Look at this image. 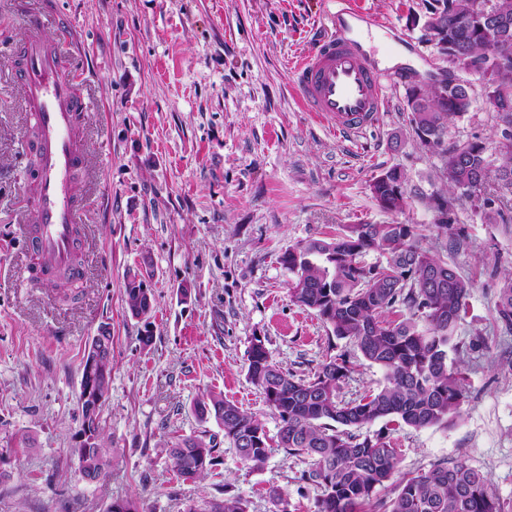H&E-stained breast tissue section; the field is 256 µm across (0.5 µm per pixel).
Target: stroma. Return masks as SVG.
<instances>
[{
  "label": "stroma",
  "instance_id": "1",
  "mask_svg": "<svg viewBox=\"0 0 512 512\" xmlns=\"http://www.w3.org/2000/svg\"><path fill=\"white\" fill-rule=\"evenodd\" d=\"M384 21L353 29L375 62L407 71L420 87L445 77L415 21L431 0H350ZM44 16H66L79 45L94 109L84 115L94 160L77 179L87 200L88 240L76 295L23 281L34 257L18 201L33 158L23 102L10 72L23 24L0 0V512H107L116 498L143 512H186L241 495L249 512H311L317 491L300 476L306 460L274 451L263 468L244 465L228 443L203 477L174 471L163 446L173 436L219 434L193 406L224 394L264 421L279 420L247 378L252 336L282 369L311 376L326 357L348 355L345 399L377 390L384 376L347 340L332 337L288 296L279 257L291 245L347 224H421L435 237L432 192L443 186L438 156L419 145L405 86L390 88L379 123L349 141L302 109L291 69L319 33L334 0H52ZM449 143L477 141L492 165L503 155L485 98L448 127ZM407 176L406 206L390 212L370 193L390 168ZM466 243L448 261L473 282L454 342L467 371L460 413L445 426L391 434L396 476L464 460L484 473L512 512V327L496 315L512 273V209L486 223L469 199L454 201ZM150 270L152 309L132 317L130 273ZM189 284V299L178 288ZM112 330V382L101 413L109 473L83 479L72 453L81 428L80 366L101 326ZM151 333L150 344L140 341Z\"/></svg>",
  "mask_w": 512,
  "mask_h": 512
}]
</instances>
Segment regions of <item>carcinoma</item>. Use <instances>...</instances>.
<instances>
[{"mask_svg":"<svg viewBox=\"0 0 512 512\" xmlns=\"http://www.w3.org/2000/svg\"><path fill=\"white\" fill-rule=\"evenodd\" d=\"M489 13L512 25V0H434L423 20L435 26L442 43L465 49L477 59L499 98L512 108V43L488 50L481 28ZM472 104V89L452 74L437 85H414L407 91L415 137L420 141L428 137L441 148L447 190L433 194L430 205L438 235L449 237L445 246L452 251L462 248L464 240L458 233L448 234L452 207L448 193L473 190L468 199L494 223L500 210L485 207V199L474 190L486 191L491 181L512 188V141L502 144L504 157L495 169L481 142L447 146L448 123L464 116ZM405 184V174L391 168L374 178L370 190L381 208L397 212L406 204ZM423 239L418 224H351L331 238L300 241L279 257L288 271L291 301L314 311L331 335L350 341L366 361L383 371L384 383L376 391L345 401L339 393L351 373L346 356L325 359L312 376L304 378L275 364L265 338L254 335L246 351L247 378L278 416L276 437L268 435L256 414L220 393L196 401V413L215 418L224 440L249 468H262L275 446L289 456L309 459L301 480L319 490L312 512H502L487 478L463 460L407 473L392 497L379 498V489L396 469L397 449L387 432L373 437L357 433L361 426L384 419L416 429L446 426L465 398V373L457 363H448V348L467 314L472 282L424 247ZM371 251L381 257L380 262L364 261ZM41 273L36 283L45 282L59 293L73 286V279L63 273L48 267ZM125 293L132 316L150 312L151 292L143 284L128 281ZM400 305L409 316L389 319ZM496 311L501 322L512 326L511 274L499 288ZM93 355L97 360L91 366ZM111 373L112 333L102 328L84 355L81 393H108ZM91 404L88 399L81 404L80 440L73 448L88 481L106 476L108 467L100 423L87 420ZM87 431L90 436L81 439ZM217 445L216 436L202 435L170 441L165 451L173 470L199 477L214 465ZM187 512H248V505L242 497L226 494L206 509L191 505Z\"/></svg>","mask_w":512,"mask_h":512,"instance_id":"cac0c4a2","label":"carcinoma"}]
</instances>
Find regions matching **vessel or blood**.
I'll return each mask as SVG.
<instances>
[{"label":"vessel or blood","instance_id":"obj_1","mask_svg":"<svg viewBox=\"0 0 512 512\" xmlns=\"http://www.w3.org/2000/svg\"><path fill=\"white\" fill-rule=\"evenodd\" d=\"M12 5L27 29L14 75L41 158L34 193L19 201L21 213L32 219L25 234L44 265L79 278L83 272L74 256L85 244L79 224L87 202L72 184L89 165L80 122L91 107L83 92L87 76L72 61L75 41L67 25L58 24L55 35H46L42 14L30 0H12ZM331 20L337 35L314 39L294 65L292 80L306 111L354 140L378 124L388 89L407 78L379 68L360 37L347 35L345 10H337Z\"/></svg>","mask_w":512,"mask_h":512}]
</instances>
